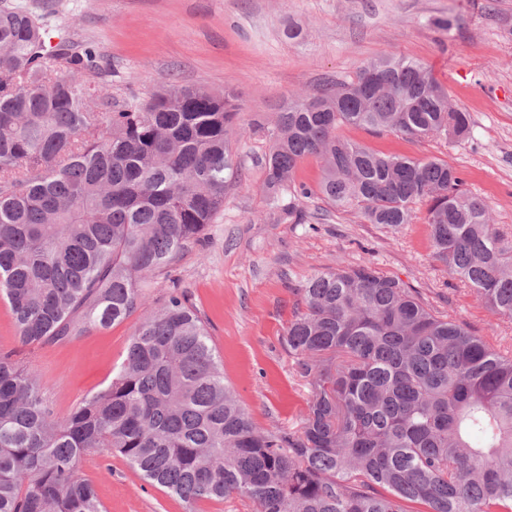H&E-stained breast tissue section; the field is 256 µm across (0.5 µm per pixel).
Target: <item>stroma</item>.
Instances as JSON below:
<instances>
[{"label": "stroma", "instance_id": "1", "mask_svg": "<svg viewBox=\"0 0 512 512\" xmlns=\"http://www.w3.org/2000/svg\"><path fill=\"white\" fill-rule=\"evenodd\" d=\"M50 24L92 47L103 97L148 100L173 83L229 90L241 104L231 136L239 171L224 209L199 241L164 272L147 278L149 309L184 291L205 322L231 386L261 429L298 428L309 387L282 344L312 274L371 261L380 274L415 288L438 314L463 323L493 349L512 352V320L492 313L432 257L425 206L388 229L356 207L318 196L321 167L301 160L296 183L312 189L302 221L283 217L264 189V159L280 106L353 78L361 66L398 54L428 66L453 106L468 112L463 140H409L344 125L338 133L372 150L439 158L482 199L494 223L512 225V0H29ZM144 317L34 349L17 340L10 305L0 300V354L34 369L57 419L107 386ZM104 512H255L246 499L189 505L151 485L116 451L80 465Z\"/></svg>", "mask_w": 512, "mask_h": 512}]
</instances>
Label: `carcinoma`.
Listing matches in <instances>:
<instances>
[{
	"instance_id": "obj_1",
	"label": "carcinoma",
	"mask_w": 512,
	"mask_h": 512,
	"mask_svg": "<svg viewBox=\"0 0 512 512\" xmlns=\"http://www.w3.org/2000/svg\"><path fill=\"white\" fill-rule=\"evenodd\" d=\"M85 44L51 43L26 3L0 4V296L23 346L72 340L145 304L224 209L235 181L229 93L165 85L103 99ZM423 64L391 55L277 112L265 188L293 215L312 191L397 228L424 204L436 261L512 319V228L455 168L375 152L342 125L460 139L469 116ZM283 335L310 388L297 430H260L224 382L183 292L136 328L112 381L62 420L36 375L0 356V512H103L79 463L110 448L188 504L239 497L256 512H512V354L443 318L371 262L317 272ZM321 176L320 162L315 157H307L298 163L294 180L297 185L303 184L316 192Z\"/></svg>"
}]
</instances>
